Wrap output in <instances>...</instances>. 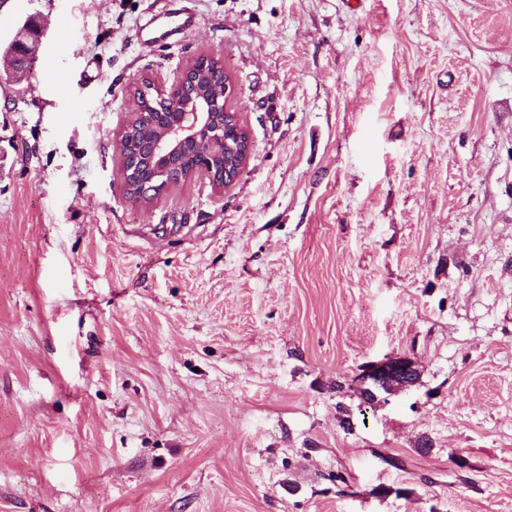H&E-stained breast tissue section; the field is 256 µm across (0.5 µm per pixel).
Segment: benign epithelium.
I'll return each mask as SVG.
<instances>
[{
    "label": "benign epithelium",
    "mask_w": 512,
    "mask_h": 512,
    "mask_svg": "<svg viewBox=\"0 0 512 512\" xmlns=\"http://www.w3.org/2000/svg\"><path fill=\"white\" fill-rule=\"evenodd\" d=\"M43 37L40 22L32 16L19 26L12 38L13 49L0 55L6 63L8 76L21 78L27 75L28 68L36 60ZM192 65L193 62H188L168 87L157 88L147 81L138 87L144 98L150 97L178 115L177 121L164 128L154 143L152 158L156 159V163L150 165L153 175L149 181L139 186L138 198L141 201L150 202L166 190L167 169L172 156L201 143L208 144L215 151H222L226 146L237 149L242 168L250 158L251 139L247 130L241 124L233 129L223 122L225 102L236 96L233 79L224 72L222 65H217L223 76L224 102L213 98L204 101L185 91ZM420 373V364L414 357L406 354L389 356L363 364L351 380V387L369 403L381 405L398 389L414 386L412 379Z\"/></svg>",
    "instance_id": "benign-epithelium-1"
}]
</instances>
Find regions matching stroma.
I'll return each mask as SVG.
<instances>
[{"label":"stroma","mask_w":512,"mask_h":512,"mask_svg":"<svg viewBox=\"0 0 512 512\" xmlns=\"http://www.w3.org/2000/svg\"><path fill=\"white\" fill-rule=\"evenodd\" d=\"M31 14L0 80V512H512V0H0V41ZM199 55L250 159L133 200V89ZM400 354L419 384L363 404ZM11 39L13 49L1 54V60L6 63V73L11 78H21L27 75L35 62L39 47L44 37L40 22L32 16L27 17ZM29 68V69H28ZM420 368L418 361L410 355L389 356L363 364L350 385L372 405H381L397 389L416 386L412 379L420 375Z\"/></svg>","instance_id":"stroma-1"}]
</instances>
